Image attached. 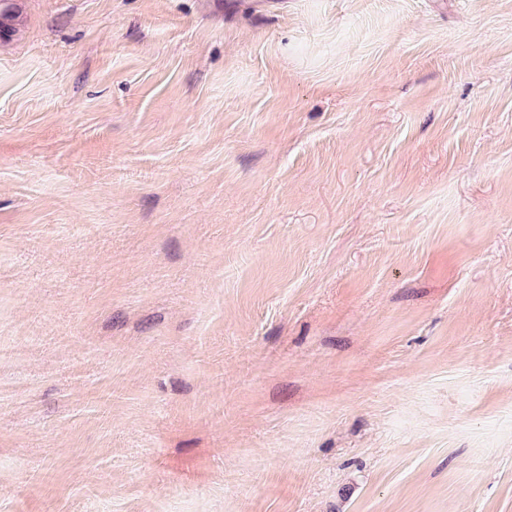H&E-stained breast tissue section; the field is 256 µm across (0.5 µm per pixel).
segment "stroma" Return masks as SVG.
<instances>
[{
  "mask_svg": "<svg viewBox=\"0 0 512 512\" xmlns=\"http://www.w3.org/2000/svg\"><path fill=\"white\" fill-rule=\"evenodd\" d=\"M0 512H512V0H15Z\"/></svg>",
  "mask_w": 512,
  "mask_h": 512,
  "instance_id": "stroma-1",
  "label": "stroma"
}]
</instances>
